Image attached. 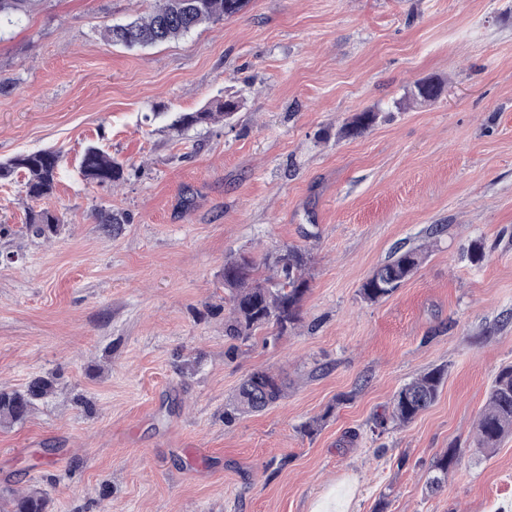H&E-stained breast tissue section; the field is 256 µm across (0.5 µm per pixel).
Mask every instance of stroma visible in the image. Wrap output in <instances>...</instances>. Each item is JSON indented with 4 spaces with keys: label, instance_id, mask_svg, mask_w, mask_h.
<instances>
[{
    "label": "stroma",
    "instance_id": "stroma-1",
    "mask_svg": "<svg viewBox=\"0 0 512 512\" xmlns=\"http://www.w3.org/2000/svg\"><path fill=\"white\" fill-rule=\"evenodd\" d=\"M154 7L37 0L0 26V161L61 157L50 197L30 200L21 171L0 182V390L53 383L0 425V512L31 489L48 512H512V436L475 442L512 364V0H251L156 46L104 38ZM430 76L437 100L393 110ZM228 90L244 97L233 125L164 118ZM377 106L367 133L337 139ZM92 144L129 180L83 181ZM102 209L131 221L108 232ZM41 210L62 220L48 240L26 229ZM283 243L313 257L301 323L230 339L225 258ZM399 246L421 249L417 271L364 302ZM438 365L434 405L377 428ZM256 368L285 398L226 420ZM453 446L459 465L428 492ZM460 449L448 448L441 455L437 456L433 462L432 469L435 475L431 478L429 487L431 490L442 488L448 480V470L454 468L459 461Z\"/></svg>",
    "mask_w": 512,
    "mask_h": 512
}]
</instances>
